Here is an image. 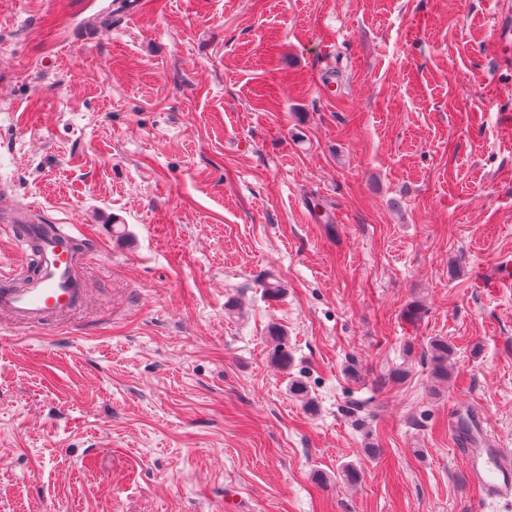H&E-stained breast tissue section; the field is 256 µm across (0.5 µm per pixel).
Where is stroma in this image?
<instances>
[{
    "instance_id": "35a3bbf8",
    "label": "stroma",
    "mask_w": 512,
    "mask_h": 512,
    "mask_svg": "<svg viewBox=\"0 0 512 512\" xmlns=\"http://www.w3.org/2000/svg\"><path fill=\"white\" fill-rule=\"evenodd\" d=\"M502 7L0 0V180L96 240L79 315L0 322V512H512L457 423L512 448ZM452 353V347L444 338H434L429 343L427 354L424 357L430 363L433 377L438 384L448 381Z\"/></svg>"
}]
</instances>
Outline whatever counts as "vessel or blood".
<instances>
[{"label":"vessel or blood","instance_id":"vessel-or-blood-1","mask_svg":"<svg viewBox=\"0 0 512 512\" xmlns=\"http://www.w3.org/2000/svg\"><path fill=\"white\" fill-rule=\"evenodd\" d=\"M501 60L512 57V17L502 16L495 30ZM9 226L19 263L0 274V316L19 326L71 320L86 303L87 283L79 268L88 263L89 239L46 224L31 212L0 219ZM472 482L490 499H512V450L473 438L463 451Z\"/></svg>","mask_w":512,"mask_h":512}]
</instances>
